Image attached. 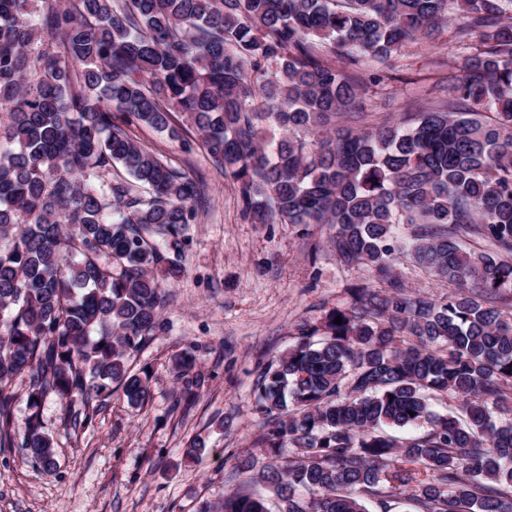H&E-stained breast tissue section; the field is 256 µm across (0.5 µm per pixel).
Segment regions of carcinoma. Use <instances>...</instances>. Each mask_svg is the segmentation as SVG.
Returning a JSON list of instances; mask_svg holds the SVG:
<instances>
[{"label":"carcinoma","instance_id":"obj_1","mask_svg":"<svg viewBox=\"0 0 512 512\" xmlns=\"http://www.w3.org/2000/svg\"><path fill=\"white\" fill-rule=\"evenodd\" d=\"M0 0V448L49 474L50 396L74 427L122 390L164 331L201 180L138 145L172 135L236 185L258 224H326L337 259L385 286L347 289L261 366L268 417L239 489L197 512H512V0ZM457 13L459 76L400 122L362 127L365 60L386 64ZM411 261L439 298L394 273ZM342 323H333L335 318ZM178 406L206 377L171 358ZM28 374L16 441L12 379ZM458 410L438 414L433 396ZM428 429L408 437L392 429ZM258 482L265 488L252 489Z\"/></svg>","mask_w":512,"mask_h":512}]
</instances>
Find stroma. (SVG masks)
Returning a JSON list of instances; mask_svg holds the SVG:
<instances>
[{
    "label": "stroma",
    "mask_w": 512,
    "mask_h": 512,
    "mask_svg": "<svg viewBox=\"0 0 512 512\" xmlns=\"http://www.w3.org/2000/svg\"><path fill=\"white\" fill-rule=\"evenodd\" d=\"M449 29L409 45L391 61L395 79L363 101L371 123L414 111L436 93V81L458 64ZM144 148L200 177L210 204L186 225L183 277L171 286L166 333L131 360L149 367L151 399L130 410L120 393L102 399L93 423L72 429L64 405L42 407L59 467L38 471L19 448H0V512H196L234 492L236 457L252 452L261 421L254 384L261 354L291 347L303 324L346 301L348 287L375 285L364 267L341 266L326 240L327 226L254 224L237 204L230 180L178 139L148 127L131 129ZM200 347L208 384L188 411L175 408L170 358L187 344ZM203 438L209 453L185 461L182 450Z\"/></svg>",
    "instance_id": "obj_1"
}]
</instances>
